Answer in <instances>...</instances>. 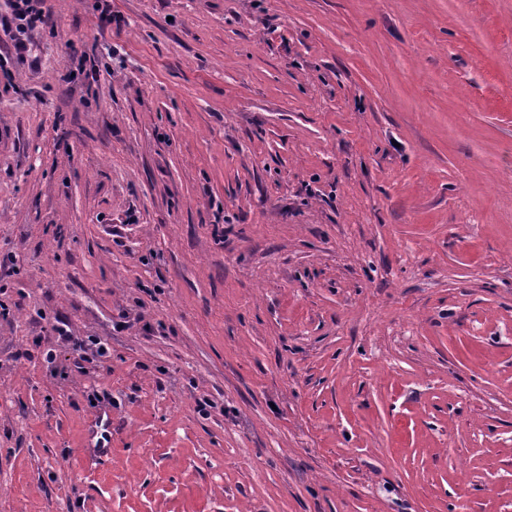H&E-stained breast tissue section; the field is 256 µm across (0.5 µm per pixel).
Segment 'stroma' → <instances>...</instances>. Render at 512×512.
Wrapping results in <instances>:
<instances>
[{"label": "stroma", "mask_w": 512, "mask_h": 512, "mask_svg": "<svg viewBox=\"0 0 512 512\" xmlns=\"http://www.w3.org/2000/svg\"><path fill=\"white\" fill-rule=\"evenodd\" d=\"M47 4L0 68V512H512V0ZM89 433L90 442L94 447H106L112 435V416L103 414L96 416L92 422ZM96 437H98V439L93 443Z\"/></svg>", "instance_id": "obj_1"}]
</instances>
